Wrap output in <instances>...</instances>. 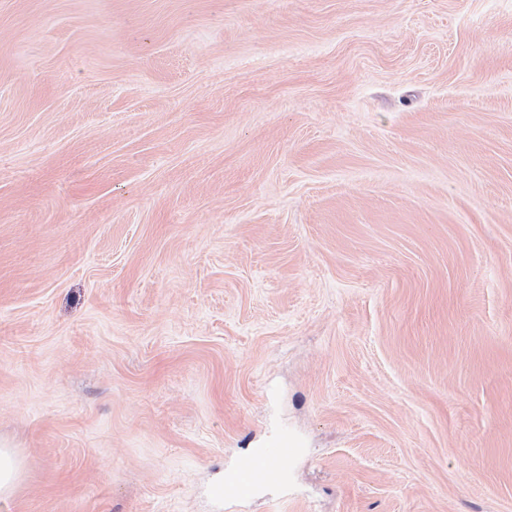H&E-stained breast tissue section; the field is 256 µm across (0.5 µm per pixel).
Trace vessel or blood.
<instances>
[{"mask_svg":"<svg viewBox=\"0 0 512 512\" xmlns=\"http://www.w3.org/2000/svg\"><path fill=\"white\" fill-rule=\"evenodd\" d=\"M294 451L289 441H282L272 448H262L256 454L238 460L234 471L226 478L220 492L223 496L244 499L259 487L280 484L283 471L275 461L290 456Z\"/></svg>","mask_w":512,"mask_h":512,"instance_id":"obj_1","label":"vessel or blood"}]
</instances>
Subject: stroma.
<instances>
[{"mask_svg":"<svg viewBox=\"0 0 512 512\" xmlns=\"http://www.w3.org/2000/svg\"><path fill=\"white\" fill-rule=\"evenodd\" d=\"M1 446L0 512H512V0H0ZM294 451L293 445L284 440L272 448H260L256 454L238 460L234 471L220 489L224 497L244 499L259 487L280 484L283 471L270 461L287 458ZM21 478V466L11 448H0V498L14 494Z\"/></svg>","mask_w":512,"mask_h":512,"instance_id":"obj_1","label":"stroma"}]
</instances>
